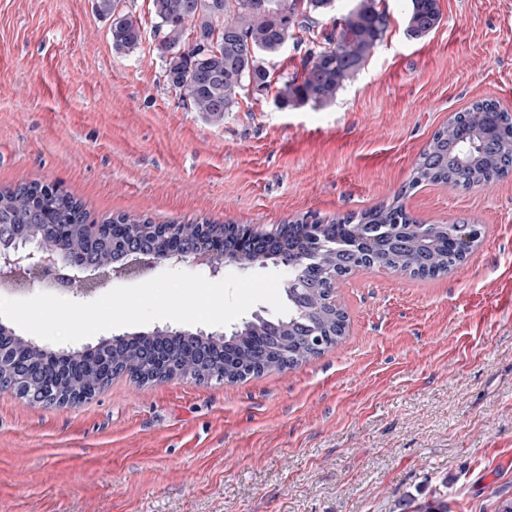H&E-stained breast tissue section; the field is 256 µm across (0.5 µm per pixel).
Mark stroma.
Returning a JSON list of instances; mask_svg holds the SVG:
<instances>
[{"label":"stroma","mask_w":512,"mask_h":512,"mask_svg":"<svg viewBox=\"0 0 512 512\" xmlns=\"http://www.w3.org/2000/svg\"><path fill=\"white\" fill-rule=\"evenodd\" d=\"M140 48H112L94 0H0V187L57 182L91 219H209L272 232L402 197L425 224H478L448 273L375 267L337 290L344 340L229 384L123 375L76 406L0 390V512H497L512 499V173L407 190L449 117L512 113V0H439L407 36L402 0L335 103L284 107L310 36L269 57L275 84L204 122L164 81L150 0H126ZM157 269L97 277L90 302Z\"/></svg>","instance_id":"35a3bbf8"}]
</instances>
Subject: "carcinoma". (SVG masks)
<instances>
[{
    "mask_svg": "<svg viewBox=\"0 0 512 512\" xmlns=\"http://www.w3.org/2000/svg\"><path fill=\"white\" fill-rule=\"evenodd\" d=\"M122 0H95L97 13L111 20L112 47L131 54L142 42L141 21L118 9ZM382 0H361V9L346 13L344 24L314 32L316 17L336 10V0H151L154 34L163 53L164 78H173L184 103L205 120L222 121L239 106V99L266 91L272 74L266 58L279 52L284 37L295 29L312 33V47L302 60L301 73L288 78L278 96L283 106L325 107L336 100L361 71L385 35L389 19ZM441 21L438 0H409L406 34L419 40ZM219 33L224 46L201 54L189 36L205 40ZM512 165V116L490 100L472 104L435 132L420 154L407 187L391 203L336 218L328 223L314 217L319 238L336 237L341 224H388L390 236L403 246L377 253L368 267H384L420 275L421 260L430 275L445 274L457 265L450 244L452 224H421L407 212L400 198L423 184L472 188L487 184ZM83 204L54 183L28 182L0 189V238L36 239L48 250L65 248L100 267L118 263L128 250L151 251L168 238L191 251L207 236H223L224 252L234 264L251 267L289 259L288 313L271 320L255 316L223 338H201L187 333L167 342L174 370L196 381L236 383L259 371H283L309 362L337 346L336 335L346 317L335 293L338 281L363 267L362 259L346 251L328 253L318 268L305 269L302 243L267 235L244 244L234 229L215 221L176 222L156 227L145 217L118 214L103 221L95 232L85 227ZM314 324L323 334L320 349L305 341V326ZM162 343L159 336L136 338L115 349L120 371L146 384L160 369L152 365L149 349ZM0 344L16 347L14 386L24 387L48 378L65 397L77 398L98 390L101 368L94 355L83 351L60 360L52 352L31 349L11 330L0 332Z\"/></svg>",
    "mask_w": 512,
    "mask_h": 512,
    "instance_id": "obj_1",
    "label": "carcinoma"
}]
</instances>
